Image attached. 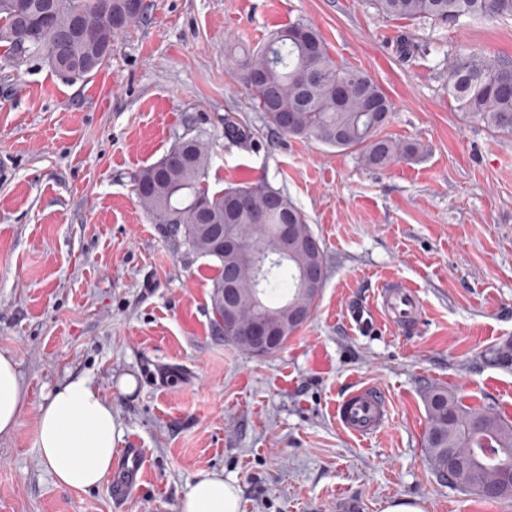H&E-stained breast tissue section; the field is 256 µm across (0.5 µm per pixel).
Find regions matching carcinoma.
Returning <instances> with one entry per match:
<instances>
[{"mask_svg": "<svg viewBox=\"0 0 512 512\" xmlns=\"http://www.w3.org/2000/svg\"><path fill=\"white\" fill-rule=\"evenodd\" d=\"M386 19L452 23L462 17H512V0H370ZM146 8L130 9L125 0H0V44L15 63L46 59L58 42L64 59L53 68L73 79L106 67L117 39L145 19ZM234 68L254 105L279 133L312 139L341 151L353 150L372 168L417 159L421 144L383 135L393 105L364 72L339 65L320 32L294 22L271 31L254 49L234 58ZM260 79H253V75ZM448 95L464 115L489 130L512 136V63L481 53L448 62ZM378 103L383 112L367 111ZM210 154L194 138L178 141L161 159L133 178L138 205L167 236L214 260L212 288L224 287L228 267L217 234L239 225L248 251L274 252L278 226L307 224L287 194L264 182L210 191L206 183ZM263 224L259 239L251 225ZM324 267L320 247L299 249L295 258L273 266L261 284L267 295H283L313 308L318 295L296 288L298 266ZM425 447L434 472L461 491L486 499L512 497L497 487L500 469L494 450L512 453V422L491 407L474 408L444 390L426 396ZM462 462L456 473L444 470L448 459Z\"/></svg>", "mask_w": 512, "mask_h": 512, "instance_id": "obj_1", "label": "carcinoma"}]
</instances>
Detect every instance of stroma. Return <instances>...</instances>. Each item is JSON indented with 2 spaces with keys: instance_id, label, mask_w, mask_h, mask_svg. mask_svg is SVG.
Instances as JSON below:
<instances>
[{
  "instance_id": "obj_1",
  "label": "stroma",
  "mask_w": 512,
  "mask_h": 512,
  "mask_svg": "<svg viewBox=\"0 0 512 512\" xmlns=\"http://www.w3.org/2000/svg\"><path fill=\"white\" fill-rule=\"evenodd\" d=\"M146 3L88 78L38 58L16 67L0 49V351L28 390L0 437V512H179L202 470L236 481L241 512H382L401 498L512 512V498L450 487L423 446L433 389L512 421V137L465 117L446 88L449 54L512 60V19H384L367 0ZM298 20L385 91L384 133L422 144L419 160L372 168L268 126L226 59ZM229 119L245 139L227 137ZM182 137L207 144L211 190H283L322 247L316 307L273 354L216 332L212 260L135 201L133 174ZM392 280L416 287L424 322L358 332L350 308ZM78 377L111 402L120 447L146 451L126 507L109 481L63 487L40 460V408ZM363 386L390 414L367 440L336 423Z\"/></svg>"
}]
</instances>
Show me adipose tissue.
I'll list each match as a JSON object with an SVG mask.
<instances>
[{
    "instance_id": "1",
    "label": "adipose tissue",
    "mask_w": 512,
    "mask_h": 512,
    "mask_svg": "<svg viewBox=\"0 0 512 512\" xmlns=\"http://www.w3.org/2000/svg\"><path fill=\"white\" fill-rule=\"evenodd\" d=\"M27 401L14 357L0 352V435L13 432ZM121 437L112 404L89 379L56 390L42 406L37 446L58 484L95 487L111 472ZM179 512H240L239 489L223 473L199 472L178 505Z\"/></svg>"
}]
</instances>
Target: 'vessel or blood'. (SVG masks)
<instances>
[{"mask_svg": "<svg viewBox=\"0 0 512 512\" xmlns=\"http://www.w3.org/2000/svg\"><path fill=\"white\" fill-rule=\"evenodd\" d=\"M379 296V305H358L351 310L350 320L358 331L373 332L383 320L404 331L421 325L423 301L417 290L390 281L383 285ZM387 421L388 406L384 396L369 387L352 391L336 406L337 424L344 432L357 438L373 437ZM145 464L143 449L122 450L119 475L111 483V496L115 502L122 504L132 498Z\"/></svg>", "mask_w": 512, "mask_h": 512, "instance_id": "1", "label": "vessel or blood"}]
</instances>
